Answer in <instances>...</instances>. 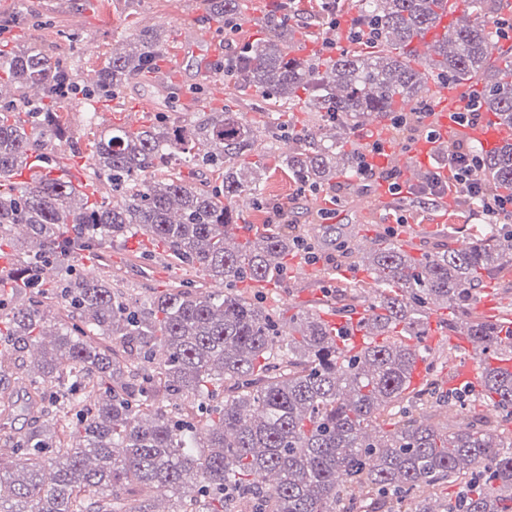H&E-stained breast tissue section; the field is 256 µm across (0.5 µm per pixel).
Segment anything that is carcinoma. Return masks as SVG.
Listing matches in <instances>:
<instances>
[{"label":"carcinoma","mask_w":512,"mask_h":512,"mask_svg":"<svg viewBox=\"0 0 512 512\" xmlns=\"http://www.w3.org/2000/svg\"><path fill=\"white\" fill-rule=\"evenodd\" d=\"M227 17L242 0H204ZM468 15L450 26L437 56L425 60L436 78L483 84L484 108L512 130V50L499 45L489 21L499 0H464ZM359 21L378 30L373 50L343 49L321 63L294 56L289 36L238 52L230 78L241 92L261 91L277 107L333 112L336 136L308 125L288 128L294 146L280 163L310 191L356 167L347 136L375 117L403 111L428 88L405 48L438 18L441 0H356ZM288 4L267 23L293 30ZM136 49L112 50L96 77L78 87L71 64L35 47L0 49V249L11 268L0 275V338L18 351L42 344L45 311L67 312L43 359L29 369L0 368V428L16 411L27 428L11 433L16 471L0 466V512H154L151 494L166 489L174 512H354L353 488L378 508L402 509L411 496L442 484L457 487L440 512H512V374L487 358L512 350V307L475 312L484 278L512 268V227L492 224L465 244L449 239L428 251L410 241H379L357 257L375 276L373 296L340 293L324 308L299 309L280 335L276 314L235 290L248 278L268 282L286 272L298 245L290 225L258 231L234 248L235 198L262 201L258 130L224 106L189 121L115 126L87 144V185L104 181L116 201L97 199L51 171L63 166L49 145L66 134L58 104L82 96L112 100L153 67L165 40L154 29L134 34ZM479 179L491 190L512 184V144L479 152ZM178 160L210 172L221 185L194 183L168 168ZM41 173L28 181L24 169ZM143 234L169 249L178 270L224 282V292L173 287L130 303L112 284L72 269L81 252ZM440 326L465 331L479 347L478 400L498 417L474 415L454 429L425 411L434 397L425 378L408 377L430 353L422 345L433 309ZM356 326L329 329L320 314ZM365 344L350 350L355 331ZM104 336L115 345H103ZM136 350L140 362L125 355ZM182 397L171 410L160 392ZM471 390H448L472 411ZM57 416L60 434L38 425ZM397 411L390 431L380 418ZM208 449L200 455L197 449ZM53 471L51 482L44 473Z\"/></svg>","instance_id":"carcinoma-1"}]
</instances>
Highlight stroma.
<instances>
[{"label":"stroma","mask_w":512,"mask_h":512,"mask_svg":"<svg viewBox=\"0 0 512 512\" xmlns=\"http://www.w3.org/2000/svg\"><path fill=\"white\" fill-rule=\"evenodd\" d=\"M317 0H300V21L305 37L299 38L301 57L324 59L348 48L346 29L355 22L358 12L352 0H342V25L327 29L317 20ZM269 0L243 14L234 31L224 28L223 19L206 14L199 0H0V43L33 46L54 59L78 60V82L93 78L110 55L113 44L144 28H156L167 36L166 51L159 68L148 79L128 85L121 99L96 103L95 128H88L81 108L68 104L63 116L69 126L67 138L54 141V153L71 158L70 141H86L91 130H105L115 125L130 126L133 110L148 115H163L167 121L184 119L185 106L195 104L210 109L231 105L246 114L259 131H267V116L273 111L271 97L252 91L239 93L233 81L218 79L213 64L216 45L225 53L241 50L248 44L271 39L266 14ZM198 28L200 35L187 42L184 32ZM262 207L244 206L239 210L241 223L256 228L267 222L273 206L288 208V220L298 235L314 247L312 259L292 254L287 258L288 272L268 283L244 282L237 290L243 295L277 311L288 319L300 308L314 307L324 292L343 284L370 295L374 285L365 267L347 261L345 246L358 238L384 232L391 227V203L381 198L374 187L353 184L351 178L334 180L341 202L331 219H323L328 202L324 193H303L282 168L277 151L264 159ZM408 222L398 237L406 240L421 230H435L437 225L451 224L455 237L464 240L479 235L486 223L476 205H458L454 196L439 203L415 198L406 207ZM99 277L111 280L133 303H141L156 292L170 289L174 282L200 285L198 274L174 270L167 248L152 244L136 235L113 241L105 249Z\"/></svg>","instance_id":"35a3bbf8"}]
</instances>
